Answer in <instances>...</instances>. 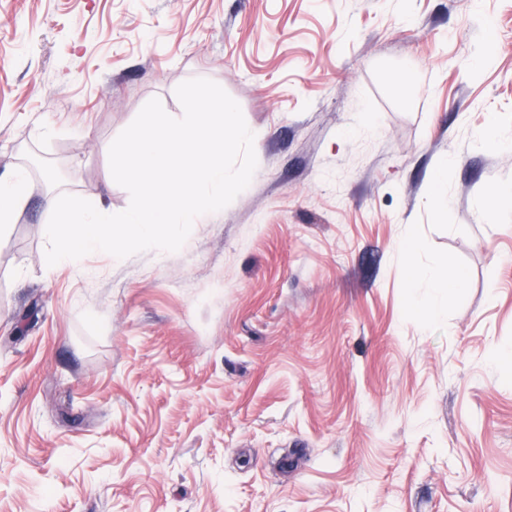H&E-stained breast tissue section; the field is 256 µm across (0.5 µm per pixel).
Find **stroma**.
Returning <instances> with one entry per match:
<instances>
[{
	"label": "stroma",
	"instance_id": "35a3bbf8",
	"mask_svg": "<svg viewBox=\"0 0 512 512\" xmlns=\"http://www.w3.org/2000/svg\"><path fill=\"white\" fill-rule=\"evenodd\" d=\"M218 83L250 185L179 251L48 267V193ZM512 0H0V512H512ZM447 205L431 190L436 163ZM420 250L406 267L401 242ZM462 270L416 310L435 260ZM33 191V181L26 166L19 165L8 176L0 177V234L14 224L15 217Z\"/></svg>",
	"mask_w": 512,
	"mask_h": 512
}]
</instances>
